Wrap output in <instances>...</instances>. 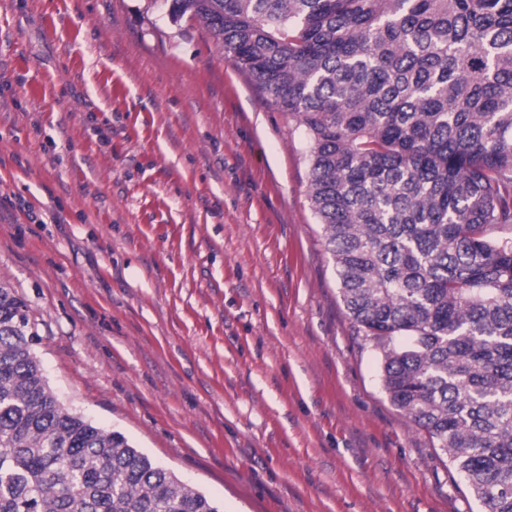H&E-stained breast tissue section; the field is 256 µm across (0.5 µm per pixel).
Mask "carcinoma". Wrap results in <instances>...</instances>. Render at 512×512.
Wrapping results in <instances>:
<instances>
[{
  "mask_svg": "<svg viewBox=\"0 0 512 512\" xmlns=\"http://www.w3.org/2000/svg\"><path fill=\"white\" fill-rule=\"evenodd\" d=\"M310 141L309 199L390 403L512 512V0H170ZM0 278V512H220L47 384Z\"/></svg>",
  "mask_w": 512,
  "mask_h": 512,
  "instance_id": "1",
  "label": "carcinoma"
}]
</instances>
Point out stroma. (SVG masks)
<instances>
[{
    "label": "stroma",
    "instance_id": "35a3bbf8",
    "mask_svg": "<svg viewBox=\"0 0 512 512\" xmlns=\"http://www.w3.org/2000/svg\"><path fill=\"white\" fill-rule=\"evenodd\" d=\"M309 150L167 0H0V277L59 401L224 512H481L381 388Z\"/></svg>",
    "mask_w": 512,
    "mask_h": 512
}]
</instances>
